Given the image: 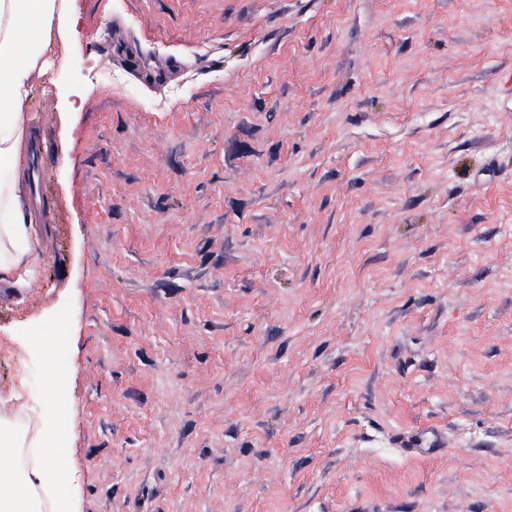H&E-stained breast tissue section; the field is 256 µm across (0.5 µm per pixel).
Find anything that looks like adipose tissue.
I'll return each mask as SVG.
<instances>
[{"label": "adipose tissue", "instance_id": "1", "mask_svg": "<svg viewBox=\"0 0 512 512\" xmlns=\"http://www.w3.org/2000/svg\"><path fill=\"white\" fill-rule=\"evenodd\" d=\"M75 24L72 0H0V281L19 292L40 266L36 229L19 196L27 105ZM28 446L38 449L37 463L0 469V512H69V478L53 444L0 419L1 457L15 461Z\"/></svg>", "mask_w": 512, "mask_h": 512}]
</instances>
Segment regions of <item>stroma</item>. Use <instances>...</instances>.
<instances>
[{"label": "stroma", "instance_id": "obj_1", "mask_svg": "<svg viewBox=\"0 0 512 512\" xmlns=\"http://www.w3.org/2000/svg\"><path fill=\"white\" fill-rule=\"evenodd\" d=\"M72 5L0 416L73 512H512V0Z\"/></svg>", "mask_w": 512, "mask_h": 512}]
</instances>
